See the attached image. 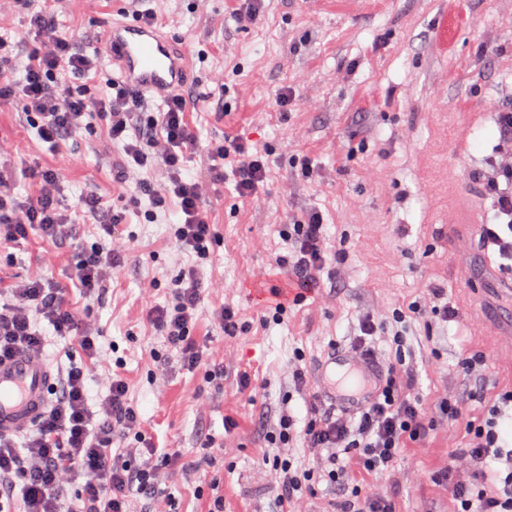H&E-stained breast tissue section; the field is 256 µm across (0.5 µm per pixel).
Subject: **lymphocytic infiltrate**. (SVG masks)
I'll return each mask as SVG.
<instances>
[{
  "label": "lymphocytic infiltrate",
  "instance_id": "1",
  "mask_svg": "<svg viewBox=\"0 0 512 512\" xmlns=\"http://www.w3.org/2000/svg\"><path fill=\"white\" fill-rule=\"evenodd\" d=\"M15 12L26 17L31 29L46 34L42 46L23 52L19 45L0 35V101L11 104L24 115L34 135L50 149H57L87 128L92 114L106 121L113 142L119 143L125 164L116 179L125 182L134 169L163 167L166 181L155 186L148 180L138 185L147 197L144 216L157 219L159 213L176 210L179 218L169 233L196 264L185 268L174 281L167 305L156 307L149 319L165 337L169 348L178 351L183 368L199 373L204 385L218 390L224 385V370L205 359L203 350L190 334L195 312L203 300L198 265L209 259L218 237L209 224L198 181L185 172L184 152L192 140L186 114L194 105L190 88L165 97L156 115L144 112L139 91L126 82L111 80L96 94L87 87L99 77L100 61L88 54L82 40L56 31V17L48 11H33L31 0H13ZM22 69L21 80L12 77ZM496 127L503 154L490 169L475 172L482 191L492 200V222L485 225L483 241L500 259L502 270L512 273V106L498 108ZM209 153L215 162L216 178L233 175L240 197L254 196L268 176L262 151L249 145L225 141L214 143ZM35 192L26 198L15 193L17 170L0 166V248L25 238L29 229L59 249L72 248L76 226L83 217L114 232L124 222L122 214L111 211L96 196H86L76 205L65 204L56 170H34ZM283 235L288 252L277 264L288 272L291 295H275L266 306V321L283 323L290 309L300 305L307 294L321 286L320 274L329 261H343L344 249L329 253L326 224L321 211L313 209L287 224ZM70 275L86 294L103 293L119 267L121 258L100 245L72 248ZM0 305V358L17 351L42 356L45 335L40 321H47L56 333L74 334L84 357L83 364H70L53 387V397L23 445L12 437H0V512H60L69 479H83V512H129L132 497L152 504L162 483L179 468L174 453H158L139 433V415L128 400V385L119 376L109 384V394L98 408L88 404L85 361L98 358L100 348L90 328L79 325L61 288L45 279L15 282ZM455 320L453 307L428 305L419 301L393 314L391 321L363 315L358 324L356 345L370 351L378 332L392 331L395 358L386 366L377 397L359 414L346 417L324 408L317 395H310L303 430H296L292 415L282 416L274 433L276 441H293L302 436L306 448L324 453L318 469L296 467L293 459L275 457L270 461L279 478L280 504L297 496L317 492L319 483L341 488L343 496L336 512H398L386 495L366 496L361 484L352 482L340 452L352 453L364 472L387 469L408 444L422 441L431 431L432 419L415 394L418 372L405 361L407 316ZM512 408V391L499 399L477 419H469L463 407L450 398L438 404L440 418L464 422L473 440L466 457L470 473L452 480L450 473L437 472L432 479L447 483L455 512H512V447L500 425ZM134 439L135 447L117 448L119 440Z\"/></svg>",
  "mask_w": 512,
  "mask_h": 512
}]
</instances>
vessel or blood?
I'll use <instances>...</instances> for the list:
<instances>
[{"label": "vessel or blood", "instance_id": "b4317fda", "mask_svg": "<svg viewBox=\"0 0 512 512\" xmlns=\"http://www.w3.org/2000/svg\"><path fill=\"white\" fill-rule=\"evenodd\" d=\"M107 43L123 79L138 88L167 93L182 83L186 62L157 30L141 23H115ZM317 373L326 396L347 413L370 401L382 380L370 357L341 346L319 362ZM53 379L54 370L43 359L23 352L0 359V434H20L37 422L48 404Z\"/></svg>", "mask_w": 512, "mask_h": 512}]
</instances>
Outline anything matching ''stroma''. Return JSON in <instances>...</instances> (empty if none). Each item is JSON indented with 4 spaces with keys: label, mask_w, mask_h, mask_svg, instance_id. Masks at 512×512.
I'll return each instance as SVG.
<instances>
[{
    "label": "stroma",
    "mask_w": 512,
    "mask_h": 512,
    "mask_svg": "<svg viewBox=\"0 0 512 512\" xmlns=\"http://www.w3.org/2000/svg\"><path fill=\"white\" fill-rule=\"evenodd\" d=\"M240 4H140L189 60L195 141L185 165L202 186L220 236L199 268L204 298L193 334L224 368L220 390L184 370L148 320L193 261L169 235L171 215L146 221L147 202L130 201L137 182L163 184L165 172L113 181L125 155L107 140L98 117L51 150L22 114L0 103V161L19 170L56 169L66 203L95 195L126 214V225L111 235L98 224L80 226L79 244H102L123 259L103 296L83 295L69 277L68 250L35 234L0 254V288L49 277L64 289L77 319L99 334L101 355L85 368L90 405L107 396L112 376L123 377L141 434L158 452L175 450L189 462L155 498L153 512H206L215 478L224 512H280L278 479L265 457H290L308 468L321 457L299 439L270 444L265 432L277 430L286 414L305 420V393L320 389L317 362L332 346L351 344L360 316L391 318L430 299L432 288H442L458 317L446 324L408 321L405 359L419 373V398L431 408L440 396H454L473 419L499 392L512 390V307L499 304V280L475 263L489 202L473 178L498 160L495 104L512 100V0H265L254 23L239 18ZM33 6L55 9L61 29L98 53L104 78L118 77L105 30L122 20L126 0H33ZM284 86L294 101L280 112L274 97ZM226 139L268 155L269 176L252 198H240L233 179L213 178L208 147ZM302 155L319 169L314 182L302 180L293 164ZM313 207L324 215L327 248L344 242L346 258L285 324H265L267 297L288 281L276 265L288 252L282 229ZM227 306L246 333L219 332L216 320ZM477 350L489 361L476 378L464 377L460 359ZM298 367L306 372L303 392L294 389ZM244 374L253 381L247 389L239 383ZM229 420L236 425L230 433ZM203 432L219 453L203 449ZM470 445L463 425L439 420L387 470L356 478L368 496H393L400 512H453L447 487L431 475L450 466L466 474L462 451Z\"/></svg>",
    "instance_id": "1"
}]
</instances>
